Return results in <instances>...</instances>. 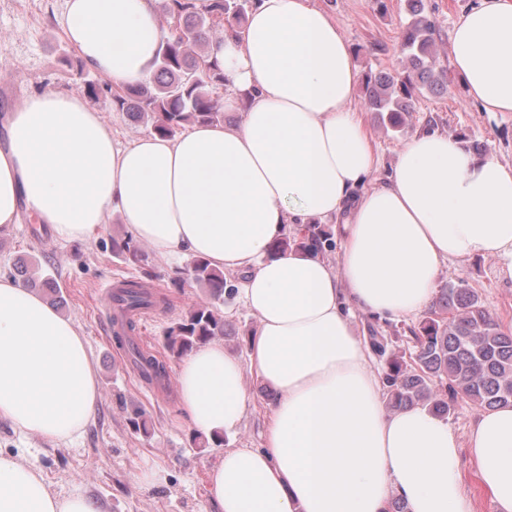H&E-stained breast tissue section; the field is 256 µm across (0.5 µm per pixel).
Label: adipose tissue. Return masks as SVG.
Listing matches in <instances>:
<instances>
[{
	"label": "adipose tissue",
	"instance_id": "ef3b65f1",
	"mask_svg": "<svg viewBox=\"0 0 512 512\" xmlns=\"http://www.w3.org/2000/svg\"><path fill=\"white\" fill-rule=\"evenodd\" d=\"M159 0H65L57 23L88 68L124 87L149 78ZM224 107L239 124L119 141L84 100L47 90L8 116L0 148V233L19 203L57 239L88 241L120 216L173 260L242 273L259 320L247 358L211 342L176 369L178 405L198 433H235L246 373L277 393L262 447L224 451L208 477L214 512H466L457 474L468 450L496 512H512V405L459 437L432 411L387 412L383 381L349 309L402 318L425 309L442 263L500 258L512 280V166L475 157L438 132L411 138L393 172L352 103L360 75L348 40L310 0H257L214 48ZM453 70L489 112H512V0H476L453 28ZM340 220L337 260L272 250L289 225ZM100 397L74 320L0 277V420L70 443ZM0 512H106L84 492L52 493L0 451Z\"/></svg>",
	"mask_w": 512,
	"mask_h": 512
}]
</instances>
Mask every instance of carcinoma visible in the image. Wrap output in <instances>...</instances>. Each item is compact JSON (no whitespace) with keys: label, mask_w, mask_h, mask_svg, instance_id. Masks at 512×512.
<instances>
[{"label":"carcinoma","mask_w":512,"mask_h":512,"mask_svg":"<svg viewBox=\"0 0 512 512\" xmlns=\"http://www.w3.org/2000/svg\"><path fill=\"white\" fill-rule=\"evenodd\" d=\"M256 0H161L163 14L171 20L169 36L162 40L154 74L135 87L113 91L104 78L86 85L95 100L111 99L113 105L135 122L149 123L156 134L174 136L191 123L224 121V105L218 89L224 86V70L211 59L217 27L238 24ZM412 20L406 25L401 49L406 64L400 73L366 74L364 94L372 109L389 113L392 126L402 125V113L412 108L415 92L437 83V58L432 39L433 24L421 15V0H409ZM329 241L321 224H308L296 240L284 236L273 248L296 246L322 251ZM112 251L124 261L142 258L132 238L112 242ZM23 282L42 290L50 282L28 266L14 264ZM193 281L207 289L209 300L194 305L165 334L166 348L180 356L224 335V316L214 302L233 293L224 273L200 258L190 262ZM119 301L133 311L155 306L156 301L137 282L127 281ZM413 363L386 355L381 338L370 336L372 349L386 356L388 404L394 410L428 405L441 415L450 413L454 402L464 398L482 409L512 403V334L503 333L488 304L464 282L448 283L437 294L429 316L409 328ZM137 369L148 380L165 376L161 361L132 348Z\"/></svg>","instance_id":"cac0c4a2"}]
</instances>
